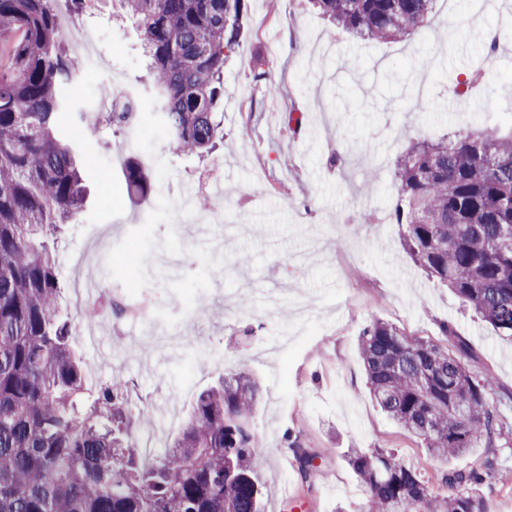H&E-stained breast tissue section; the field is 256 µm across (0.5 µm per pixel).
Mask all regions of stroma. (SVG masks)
Instances as JSON below:
<instances>
[{
	"label": "stroma",
	"instance_id": "stroma-1",
	"mask_svg": "<svg viewBox=\"0 0 512 512\" xmlns=\"http://www.w3.org/2000/svg\"><path fill=\"white\" fill-rule=\"evenodd\" d=\"M247 13L240 47L224 64L217 107L224 138L203 157L180 152L163 134L135 25L115 19L111 0L78 16L100 31L102 68L75 86L83 109L96 106L111 78L139 94L142 109L136 129L106 128L91 143L84 211L51 243L69 324L77 322L75 277L87 270L112 287L111 334L92 346L71 340L90 368V388L119 376L131 406L156 416L174 409L166 445L202 391L248 371L262 387L253 425L264 444L265 512H292L295 504L299 512H359L366 492L344 459L351 448L397 453L436 493L444 490L442 471L477 468L493 454L511 472L510 449L476 448L445 462L407 435L369 394L358 341L376 320L432 340L446 325L467 340V366L493 379L496 396L512 392V341L417 267L402 227L387 219L391 161L412 141L512 130V0H436L430 27L402 44L353 38L311 0H248ZM481 31L495 33L499 51L483 70L480 107L463 110L448 79L482 70ZM291 112L301 117L294 133L286 128ZM132 157L152 177L148 195L127 188ZM369 169L375 180L367 191ZM212 178L224 184L223 223L204 235L195 224H170L185 190L201 202ZM364 214L371 223H361ZM98 225L112 238L90 267ZM191 308L197 318L188 335L219 362L190 363L176 346L127 357L140 326L162 328ZM290 436L313 458L309 485L297 480Z\"/></svg>",
	"mask_w": 512,
	"mask_h": 512
}]
</instances>
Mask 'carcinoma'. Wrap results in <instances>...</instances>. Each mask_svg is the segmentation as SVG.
I'll return each mask as SVG.
<instances>
[{
	"label": "carcinoma",
	"instance_id": "obj_1",
	"mask_svg": "<svg viewBox=\"0 0 512 512\" xmlns=\"http://www.w3.org/2000/svg\"><path fill=\"white\" fill-rule=\"evenodd\" d=\"M137 24L151 58L150 84L162 129L186 153L215 147V103L224 61L240 45L245 0H112ZM349 34L403 42L427 27L435 0H312ZM18 33L0 64V512H262L261 441L253 427L261 396L245 371L199 395L181 435L162 457L138 451L133 426L147 417L128 404L117 377L91 396L82 361L60 319L59 275L47 244L80 213L85 187L65 124L94 138L131 113L81 111L65 86L82 72L62 33L57 0H0V34ZM394 223L408 256L447 286L500 336L512 338V132L456 133L418 140L391 161ZM137 195L151 189L131 160ZM374 321L358 351L378 406L437 459L500 448L512 425L489 399L494 382L464 363L468 345ZM301 483L313 457L293 441ZM348 465L368 494L362 512H487L483 473L449 469L448 493L429 490L394 453L353 448Z\"/></svg>",
	"mask_w": 512,
	"mask_h": 512
}]
</instances>
